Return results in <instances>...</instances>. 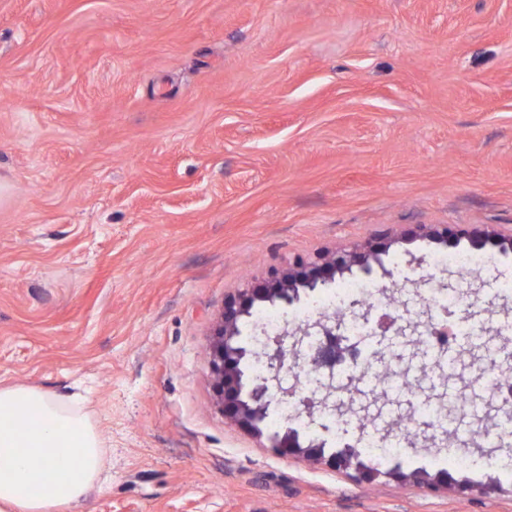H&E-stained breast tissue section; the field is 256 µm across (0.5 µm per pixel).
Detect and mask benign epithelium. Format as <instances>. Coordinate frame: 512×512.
I'll use <instances>...</instances> for the list:
<instances>
[{
  "mask_svg": "<svg viewBox=\"0 0 512 512\" xmlns=\"http://www.w3.org/2000/svg\"><path fill=\"white\" fill-rule=\"evenodd\" d=\"M422 240L429 244L457 247L466 242L473 250L492 247L501 255L512 254V236L504 237L487 226L465 227L448 224H420L399 236L389 232L379 235V242L365 247L338 252L330 257L320 256L316 262L296 259L288 267L271 273V285L246 288L224 302V311L218 321L212 342L211 368L215 389L224 417L257 436L263 435L261 424L271 406L289 401L310 414L317 407L329 406L333 388H326L322 396L312 394L306 401L295 399V391L283 386V373L292 369L301 355L304 340L310 353V363L318 368L329 367L344 358L346 350L337 344L336 329L342 321L336 316L323 314L313 324L316 334L303 331L294 338L291 348L284 346L285 335L280 334L264 343L263 355L267 360L266 373L258 375L251 368L257 353L245 342L241 323L251 316L257 304L292 306L300 302L302 294L332 283L338 277L354 273L371 277L375 269L388 276L382 256L396 243ZM271 447L281 456H303L315 463L325 464L338 471L354 470L359 478L373 483L380 478L396 479L422 487L430 492L448 488L451 478L445 472L432 474L423 468L408 472L397 466L383 471L363 460L358 443H345L330 453H325L326 442L307 438L285 420L278 432L268 436Z\"/></svg>",
  "mask_w": 512,
  "mask_h": 512,
  "instance_id": "benign-epithelium-1",
  "label": "benign epithelium"
}]
</instances>
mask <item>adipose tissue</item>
Here are the masks:
<instances>
[{
	"mask_svg": "<svg viewBox=\"0 0 512 512\" xmlns=\"http://www.w3.org/2000/svg\"><path fill=\"white\" fill-rule=\"evenodd\" d=\"M95 425L41 389L0 387V512H69L107 481Z\"/></svg>",
	"mask_w": 512,
	"mask_h": 512,
	"instance_id": "ef3b65f1",
	"label": "adipose tissue"
}]
</instances>
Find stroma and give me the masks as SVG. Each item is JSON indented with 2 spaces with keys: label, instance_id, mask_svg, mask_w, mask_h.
Masks as SVG:
<instances>
[{
  "label": "stroma",
  "instance_id": "obj_1",
  "mask_svg": "<svg viewBox=\"0 0 512 512\" xmlns=\"http://www.w3.org/2000/svg\"><path fill=\"white\" fill-rule=\"evenodd\" d=\"M416 224L512 234V0H0V387L79 398L110 476L78 512H512V447L476 445L512 369V255L462 281L448 247L384 258L403 335L380 351L327 449L416 433L449 391L466 456L405 443L387 470L448 472L430 493L368 485L226 419L211 373L225 300L277 268ZM468 292L451 363L419 343L433 297ZM451 380L452 390L440 383Z\"/></svg>",
  "mask_w": 512,
  "mask_h": 512
}]
</instances>
